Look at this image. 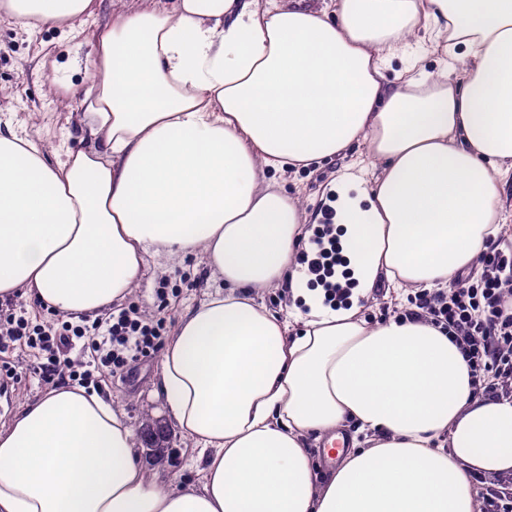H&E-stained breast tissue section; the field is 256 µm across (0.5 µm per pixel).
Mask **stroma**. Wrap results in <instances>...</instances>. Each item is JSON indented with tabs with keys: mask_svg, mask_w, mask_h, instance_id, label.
Here are the masks:
<instances>
[{
	"mask_svg": "<svg viewBox=\"0 0 512 512\" xmlns=\"http://www.w3.org/2000/svg\"><path fill=\"white\" fill-rule=\"evenodd\" d=\"M147 3L159 9L171 6V0H96L92 12L60 26H24L0 12V128L33 137L51 163L65 151L88 149L91 141L81 118L95 95L92 35L116 9L136 10ZM345 165V159H327L276 174L275 179L289 195L299 198L303 218L308 221L319 202L331 196L332 185L345 173ZM223 286L222 278L209 271L202 255L169 261L149 254L128 300L145 313H162L172 333L187 307L198 305L209 290ZM162 287L167 290L163 298L158 295ZM11 357L18 361L23 377L12 389L11 402L0 403V425L9 424L24 404L49 390L32 374V356L17 349ZM158 370V360L139 363L132 377L113 381L101 394L124 410L135 430L139 463L145 470L176 489L200 488L199 450L180 433L163 399L156 395ZM156 422L163 428V452L153 457L147 453V428Z\"/></svg>",
	"mask_w": 512,
	"mask_h": 512,
	"instance_id": "35a3bbf8",
	"label": "stroma"
}]
</instances>
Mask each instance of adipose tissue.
Wrapping results in <instances>:
<instances>
[{"mask_svg":"<svg viewBox=\"0 0 512 512\" xmlns=\"http://www.w3.org/2000/svg\"><path fill=\"white\" fill-rule=\"evenodd\" d=\"M94 0H0L23 24L70 21ZM432 24L435 74L384 71ZM92 149L48 164L0 133V301L97 315L128 297L143 258L202 254L224 279L181 319L158 395L204 461L174 489L136 460L123 411L54 389L0 429V512H478L477 478L507 491L512 396L478 394L442 328L375 325L285 286L302 235L267 172L363 153L381 166L338 222L362 292L445 288L507 219L512 0H174L114 12L95 36ZM355 420L366 445L318 477L305 439Z\"/></svg>","mask_w":512,"mask_h":512,"instance_id":"ef3b65f1","label":"adipose tissue"}]
</instances>
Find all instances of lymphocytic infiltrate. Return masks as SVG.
Instances as JSON below:
<instances>
[{
  "mask_svg": "<svg viewBox=\"0 0 512 512\" xmlns=\"http://www.w3.org/2000/svg\"><path fill=\"white\" fill-rule=\"evenodd\" d=\"M330 232L313 227L318 255L300 253L314 285L328 302H341L348 289L334 282L335 248ZM478 273L448 288L421 289L408 298L404 317L429 321L446 330L468 364L475 389L485 395L512 394V252L490 241L477 259ZM166 322L128 305L102 316L74 321L56 318L30 322L13 306L0 308V391H8L19 371L8 355L23 349L38 361L42 381L62 380L101 389L112 378L126 377L133 363L153 359L164 346Z\"/></svg>",
  "mask_w": 512,
  "mask_h": 512,
  "instance_id": "lymphocytic-infiltrate-1",
  "label": "lymphocytic infiltrate"
}]
</instances>
